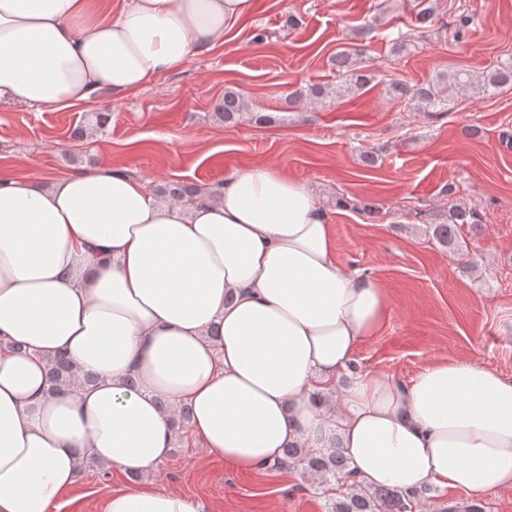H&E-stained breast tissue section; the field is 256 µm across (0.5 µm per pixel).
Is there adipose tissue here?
<instances>
[{"label": "adipose tissue", "instance_id": "adipose-tissue-1", "mask_svg": "<svg viewBox=\"0 0 512 512\" xmlns=\"http://www.w3.org/2000/svg\"><path fill=\"white\" fill-rule=\"evenodd\" d=\"M253 0H0V104L65 110L185 66ZM305 184L267 164L191 203L118 170L0 178V512H51L83 463L169 457L170 407L209 454L257 472L341 451L365 489H512V381L468 360L409 383L336 381L387 298L335 257ZM66 355L94 384L50 393ZM169 409H161V401ZM103 512H205L152 484Z\"/></svg>", "mask_w": 512, "mask_h": 512}]
</instances>
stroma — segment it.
<instances>
[{"label": "stroma", "mask_w": 512, "mask_h": 512, "mask_svg": "<svg viewBox=\"0 0 512 512\" xmlns=\"http://www.w3.org/2000/svg\"><path fill=\"white\" fill-rule=\"evenodd\" d=\"M434 7L427 29L418 13ZM472 19L464 41L458 15ZM371 23L372 33L359 29ZM403 50H395L397 33ZM361 49L364 88L337 92L331 58ZM512 57V0H254L250 15L228 25L223 42L180 70L120 98L103 90L66 110L0 105V176L62 177L111 168L142 179L150 192L168 183L204 189L256 164L300 179L325 210L336 259L386 291L385 320L361 341L353 378L384 372L408 382L429 365L470 360L512 380V86L490 94L451 92L443 112H417L390 93L455 68L481 74ZM325 86V99L290 93ZM239 92L248 110L222 122L215 107ZM106 112L105 128L85 114ZM267 115L258 124L255 114ZM85 127L84 138L73 132ZM363 147L375 149L364 165ZM475 207L480 229L464 228L462 246H441L426 219L451 205ZM151 477L159 487L203 503L207 512H328L344 493L341 478L298 467L241 472L212 456L180 428L169 457ZM139 481L89 464L52 512H102L112 492ZM415 512H512V490L428 488Z\"/></svg>", "instance_id": "obj_1"}]
</instances>
